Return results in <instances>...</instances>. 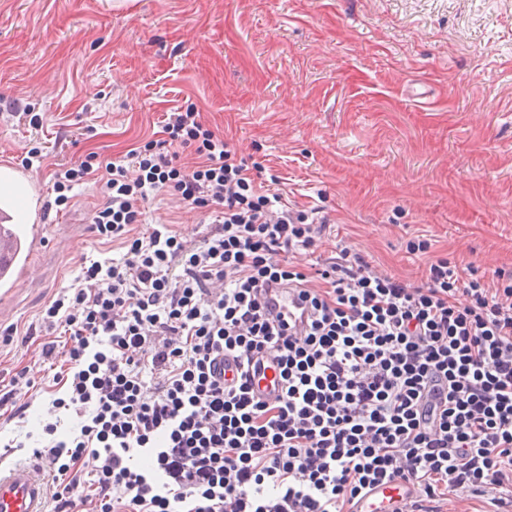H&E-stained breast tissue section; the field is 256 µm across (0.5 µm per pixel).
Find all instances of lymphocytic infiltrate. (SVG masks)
I'll return each instance as SVG.
<instances>
[{"mask_svg":"<svg viewBox=\"0 0 512 512\" xmlns=\"http://www.w3.org/2000/svg\"><path fill=\"white\" fill-rule=\"evenodd\" d=\"M191 150L194 165L177 161ZM99 176L90 222L122 258L95 260L45 304L40 357L78 424L40 451L53 512H354L363 493L402 483L406 512H441L451 491L494 490L512 506V283L432 260L421 284L380 273L349 246L319 258L330 218L257 184L195 104L162 136L110 161L88 153L53 172V201ZM208 218L199 240L146 224L159 194ZM305 252L301 267L292 256ZM298 289V334L262 302ZM282 389L255 398L259 357ZM233 357L239 379L218 367Z\"/></svg>","mask_w":512,"mask_h":512,"instance_id":"obj_1","label":"lymphocytic infiltrate"}]
</instances>
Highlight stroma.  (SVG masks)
Returning <instances> with one entry per match:
<instances>
[{"label":"stroma","mask_w":512,"mask_h":512,"mask_svg":"<svg viewBox=\"0 0 512 512\" xmlns=\"http://www.w3.org/2000/svg\"><path fill=\"white\" fill-rule=\"evenodd\" d=\"M187 102L248 166L275 170L290 201L328 206L323 254L342 239L416 283L439 256L512 275V0H0V165L41 148L40 198L55 165L125 154ZM73 193L41 218V286L17 287L14 333L0 335V389L22 369L37 385L24 416L0 409L17 461L49 443L43 305L85 262L123 253L88 222L97 180ZM146 221L206 231L163 195ZM419 235L431 249L408 253Z\"/></svg>","instance_id":"35a3bbf8"}]
</instances>
